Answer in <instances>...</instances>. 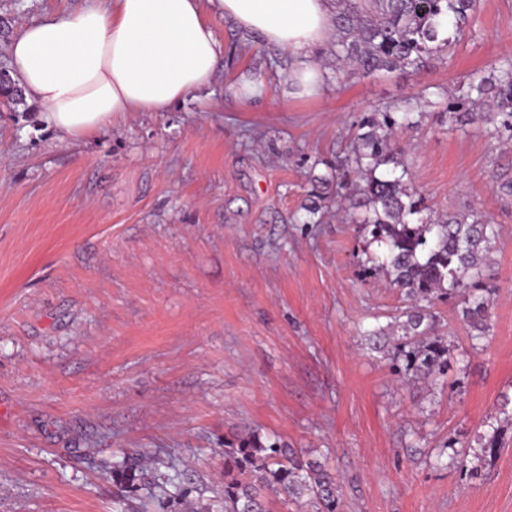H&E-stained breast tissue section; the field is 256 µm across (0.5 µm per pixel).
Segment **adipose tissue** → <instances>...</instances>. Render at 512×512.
I'll list each match as a JSON object with an SVG mask.
<instances>
[{"mask_svg":"<svg viewBox=\"0 0 512 512\" xmlns=\"http://www.w3.org/2000/svg\"><path fill=\"white\" fill-rule=\"evenodd\" d=\"M210 11L288 54L296 95L320 93L336 0H86L21 25L11 74L59 141L85 138L131 112L169 111L212 81L224 44Z\"/></svg>","mask_w":512,"mask_h":512,"instance_id":"obj_1","label":"adipose tissue"}]
</instances>
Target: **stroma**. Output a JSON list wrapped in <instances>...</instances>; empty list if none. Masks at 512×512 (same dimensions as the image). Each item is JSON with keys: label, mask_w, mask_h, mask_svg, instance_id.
Listing matches in <instances>:
<instances>
[{"label": "stroma", "mask_w": 512, "mask_h": 512, "mask_svg": "<svg viewBox=\"0 0 512 512\" xmlns=\"http://www.w3.org/2000/svg\"><path fill=\"white\" fill-rule=\"evenodd\" d=\"M83 0H0L19 27ZM210 85L167 112H133L61 143L39 112H0V512H204L224 442L256 434L320 459L340 512H512V425L478 478L436 469L512 401V146L493 126L427 106L400 144L439 212L501 228L485 283L491 329L471 348L459 297L435 300L451 361L436 387L401 378L364 330L406 307L359 266L378 246L323 215L334 166L368 113L445 93L512 56V0H481L451 57L424 70L336 79L299 97L282 52L230 18ZM259 79L248 101L230 85ZM144 452L134 483L112 467ZM177 476L185 504L160 508Z\"/></svg>", "instance_id": "obj_1"}]
</instances>
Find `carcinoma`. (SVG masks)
I'll list each match as a JSON object with an SVG mask.
<instances>
[{
  "instance_id": "carcinoma-1",
  "label": "carcinoma",
  "mask_w": 512,
  "mask_h": 512,
  "mask_svg": "<svg viewBox=\"0 0 512 512\" xmlns=\"http://www.w3.org/2000/svg\"><path fill=\"white\" fill-rule=\"evenodd\" d=\"M334 56L344 81L397 69L420 70L438 53L451 54L478 0H337ZM420 96L375 110L358 126L345 156L336 159V203H348L349 219L370 229L384 246L381 263L410 306L394 321L366 331L373 349L402 363L405 378L439 380L448 369L447 337L435 333L429 310L435 298L463 295L461 319L471 341L489 332L490 289L478 287L499 231L473 211L437 213L409 183V168L397 133L417 123ZM0 103L28 112L22 89L0 54ZM448 116L462 113L500 123L512 141V57H503L493 77L471 75L446 102ZM468 449L436 464L476 476L479 465L500 448L501 421L489 418ZM302 504L307 512H339L336 477L292 448L250 434L224 442V490L219 512H270L271 499Z\"/></svg>"
}]
</instances>
